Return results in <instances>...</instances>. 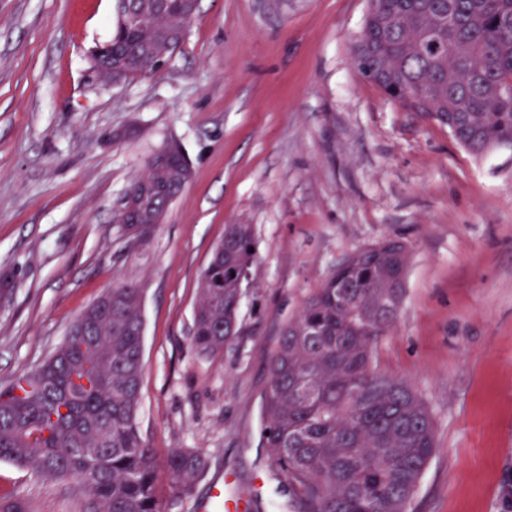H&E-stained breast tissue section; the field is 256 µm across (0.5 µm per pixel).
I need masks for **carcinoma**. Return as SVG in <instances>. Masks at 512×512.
<instances>
[{"mask_svg": "<svg viewBox=\"0 0 512 512\" xmlns=\"http://www.w3.org/2000/svg\"><path fill=\"white\" fill-rule=\"evenodd\" d=\"M181 6L141 15L145 28L185 23ZM359 74L404 109L433 119L473 155L512 144V0H378L354 50ZM182 169L153 167L131 188L167 179L169 206ZM155 225L126 224L140 244ZM199 284L191 342L215 356L238 329L241 275L255 261L252 226L225 225ZM409 263L402 242L351 256L285 328L270 363L262 441L288 482L296 512H406L435 449L425 402L378 374L373 346L397 317ZM143 289L123 283L86 308L34 371L0 387V460L82 496L81 512H164L158 471L189 496L204 454L172 448L163 460L139 426ZM0 512H33L0 494Z\"/></svg>", "mask_w": 512, "mask_h": 512, "instance_id": "cac0c4a2", "label": "carcinoma"}]
</instances>
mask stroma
<instances>
[{"mask_svg": "<svg viewBox=\"0 0 512 512\" xmlns=\"http://www.w3.org/2000/svg\"><path fill=\"white\" fill-rule=\"evenodd\" d=\"M368 0H199L167 65L115 85L91 72L115 0H0V385L31 371L105 290H144L139 423L158 455L208 467L166 512H199L217 479L238 512H289L261 442L270 359L303 304L354 253L410 251L398 317L373 366L435 422L408 512H512V146L471 155L403 109L352 59ZM177 143L189 181L148 244L112 221L133 180ZM228 224L253 229L238 335L191 343L198 282ZM0 492L35 512L76 494L0 462Z\"/></svg>", "mask_w": 512, "mask_h": 512, "instance_id": "1", "label": "stroma"}]
</instances>
